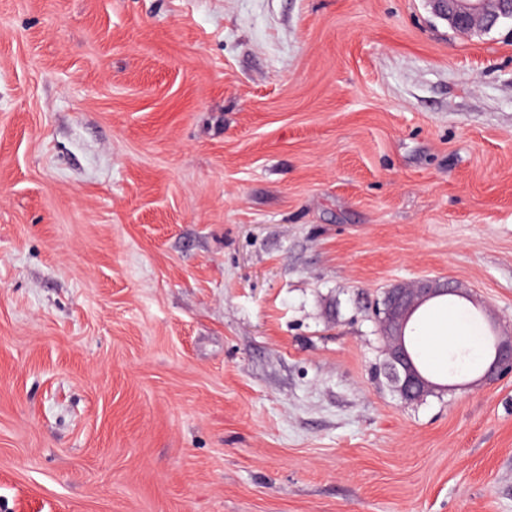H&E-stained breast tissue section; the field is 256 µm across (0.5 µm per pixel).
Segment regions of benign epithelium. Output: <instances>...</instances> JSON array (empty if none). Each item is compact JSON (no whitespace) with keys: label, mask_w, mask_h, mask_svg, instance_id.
Wrapping results in <instances>:
<instances>
[{"label":"benign epithelium","mask_w":512,"mask_h":512,"mask_svg":"<svg viewBox=\"0 0 512 512\" xmlns=\"http://www.w3.org/2000/svg\"><path fill=\"white\" fill-rule=\"evenodd\" d=\"M434 12L459 32H489L512 21V0H429ZM447 295H463L447 281L421 279L409 286L392 289L379 317L388 341L387 377L404 401H414L439 388L417 367L404 342V329L412 313L426 302ZM494 338L488 366L481 376L493 381L512 374V338H500L495 321H488Z\"/></svg>","instance_id":"7a95c632"}]
</instances>
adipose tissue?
<instances>
[{
  "label": "adipose tissue",
  "mask_w": 512,
  "mask_h": 512,
  "mask_svg": "<svg viewBox=\"0 0 512 512\" xmlns=\"http://www.w3.org/2000/svg\"><path fill=\"white\" fill-rule=\"evenodd\" d=\"M415 334L424 338L423 349L427 356L443 357L449 344L460 336H476L477 330L473 325L461 321L449 313L444 299L431 301L420 309L410 323Z\"/></svg>",
  "instance_id": "ef3b65f1"
}]
</instances>
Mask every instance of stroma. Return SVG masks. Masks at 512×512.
<instances>
[{
    "label": "stroma",
    "mask_w": 512,
    "mask_h": 512,
    "mask_svg": "<svg viewBox=\"0 0 512 512\" xmlns=\"http://www.w3.org/2000/svg\"><path fill=\"white\" fill-rule=\"evenodd\" d=\"M423 277L512 335V24L0 0V512H512V376L385 377ZM378 317L388 341L387 377L404 401H414L440 386L417 367L404 342V329L412 313L429 300L447 295H466L447 280L426 278L409 286L393 288ZM381 314L383 316H381Z\"/></svg>",
    "instance_id": "1"
}]
</instances>
